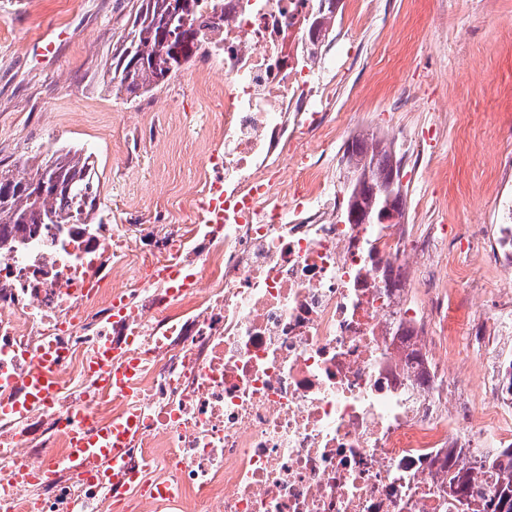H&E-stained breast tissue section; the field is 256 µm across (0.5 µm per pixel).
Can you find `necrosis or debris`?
<instances>
[{
    "mask_svg": "<svg viewBox=\"0 0 512 512\" xmlns=\"http://www.w3.org/2000/svg\"><path fill=\"white\" fill-rule=\"evenodd\" d=\"M205 3L224 21L200 30L220 66L198 92L223 112L224 140L177 205L184 225L141 261L124 230L79 224L0 249V512H457L442 462L469 465L488 438L474 495H489L512 471V392L469 324L484 323L486 351L512 332V226L348 223L315 137L335 89L314 78V0ZM450 243L500 271L494 289L474 280L452 301L440 261L423 284L422 260ZM160 268L188 286L168 290ZM123 297L134 312L116 323ZM112 336L136 364L120 402L91 369ZM44 351L62 384L28 406L18 377ZM117 407L142 416L121 494L66 468L6 483L61 459L73 419ZM158 482L176 489L159 505L146 493Z\"/></svg>",
    "mask_w": 512,
    "mask_h": 512,
    "instance_id": "necrosis-or-debris-1",
    "label": "necrosis or debris"
}]
</instances>
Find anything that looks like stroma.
Masks as SVG:
<instances>
[{"instance_id": "obj_1", "label": "stroma", "mask_w": 512, "mask_h": 512, "mask_svg": "<svg viewBox=\"0 0 512 512\" xmlns=\"http://www.w3.org/2000/svg\"><path fill=\"white\" fill-rule=\"evenodd\" d=\"M137 0H0V160L14 173L61 148L89 155L106 223L123 225L144 249L160 244L154 223L198 187L200 158L224 138V117L196 88L210 76L206 54L164 85L131 100L115 93L112 54ZM67 31L59 53L37 47ZM336 95L326 109L344 125L414 135L439 127L424 162L434 176L410 178L406 204L422 202L430 224L512 225L498 155L512 146V0H341L336 15ZM157 192L146 197L144 184Z\"/></svg>"}]
</instances>
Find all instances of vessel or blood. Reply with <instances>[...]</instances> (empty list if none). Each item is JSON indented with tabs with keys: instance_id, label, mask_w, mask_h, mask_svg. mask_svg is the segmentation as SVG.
Instances as JSON below:
<instances>
[{
	"instance_id": "b4317fda",
	"label": "vessel or blood",
	"mask_w": 512,
	"mask_h": 512,
	"mask_svg": "<svg viewBox=\"0 0 512 512\" xmlns=\"http://www.w3.org/2000/svg\"><path fill=\"white\" fill-rule=\"evenodd\" d=\"M102 368L113 394L126 393L134 374L126 359L109 355L102 362ZM55 360L51 354H44L20 380L28 390L29 403L47 400L50 392L58 387L54 372ZM141 428V418L133 412L113 415L109 424L94 429H70L66 435L67 458L73 470H94L99 478L109 479L112 486L122 484L119 467L130 452V447Z\"/></svg>"
}]
</instances>
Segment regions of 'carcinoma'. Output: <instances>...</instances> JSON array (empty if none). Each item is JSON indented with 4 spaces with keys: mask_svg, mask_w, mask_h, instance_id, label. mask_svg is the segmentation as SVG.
Masks as SVG:
<instances>
[{
    "mask_svg": "<svg viewBox=\"0 0 512 512\" xmlns=\"http://www.w3.org/2000/svg\"><path fill=\"white\" fill-rule=\"evenodd\" d=\"M181 2L183 0H140L116 55L117 92L140 96L169 80L200 51L194 23L203 4L201 0H190L192 10L186 13L185 28L177 33L178 24H169V18ZM346 156V167L358 174L356 181L346 189L348 197L360 199L355 223H382L380 210L385 206L393 211L402 210V191L395 189L386 193L390 166L376 139L354 140ZM42 170L48 172L53 182L36 181ZM92 170L90 157L70 150L54 151L25 176L4 170L7 181L0 180V246L7 244L12 248L21 244L40 224L63 226L73 222L90 227L103 224L93 192ZM444 466L448 467V485L457 483L464 493H469L478 478L479 468H456L447 459ZM482 512H512V474L500 478L498 487L485 500Z\"/></svg>",
    "mask_w": 512,
    "mask_h": 512,
    "instance_id": "carcinoma-1",
    "label": "carcinoma"
}]
</instances>
